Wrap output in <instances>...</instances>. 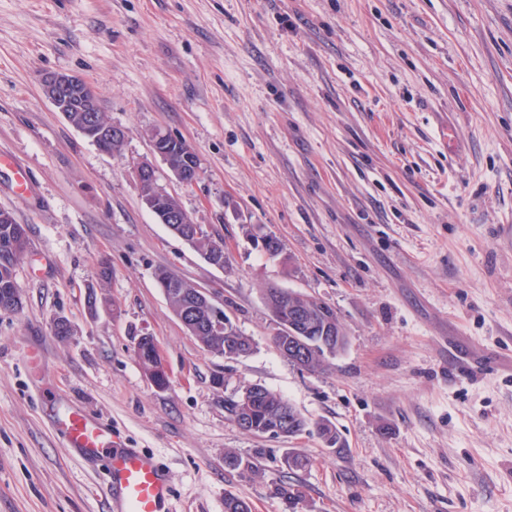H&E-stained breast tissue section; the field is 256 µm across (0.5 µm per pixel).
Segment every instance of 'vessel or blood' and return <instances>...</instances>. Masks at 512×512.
Instances as JSON below:
<instances>
[{
    "instance_id": "obj_1",
    "label": "vessel or blood",
    "mask_w": 512,
    "mask_h": 512,
    "mask_svg": "<svg viewBox=\"0 0 512 512\" xmlns=\"http://www.w3.org/2000/svg\"><path fill=\"white\" fill-rule=\"evenodd\" d=\"M54 424L65 448L90 460L108 456L112 512H169L173 488L159 457L125 447L108 427L78 410L57 416Z\"/></svg>"
}]
</instances>
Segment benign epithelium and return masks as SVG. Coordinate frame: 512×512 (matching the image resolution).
Wrapping results in <instances>:
<instances>
[{
	"mask_svg": "<svg viewBox=\"0 0 512 512\" xmlns=\"http://www.w3.org/2000/svg\"><path fill=\"white\" fill-rule=\"evenodd\" d=\"M43 92L56 111L97 112L99 111L98 92L93 84L76 75L49 74L43 79ZM153 151L166 164L168 170L182 185L189 187L196 184L201 176L200 162L191 148L184 141L176 138L172 142L161 136L151 135ZM134 173L140 190H146L150 197L159 203L154 208L157 220L161 224L171 225L170 231L194 248L212 239L207 229L195 223L192 216L182 205H169V200L176 198L166 186L159 182L157 171L152 163L142 161L134 166ZM177 293L180 298L188 297L203 305L208 317L202 321L203 328L211 336H222L224 358L237 360L246 355L235 336V326L224 313V308L215 304L202 290L182 279ZM265 304L271 313L277 331L279 346L288 353L296 365L306 370L317 362L318 348L326 351L341 350L347 340L345 331L336 311L325 303L303 293H286L283 288L271 284L264 292ZM321 336L319 344L308 341L313 334ZM153 362L149 372L155 387L165 389L169 385V375L163 363L160 350L151 352ZM265 392V387L249 384L242 387L234 397L236 408L232 413L233 422L243 431L261 437L288 436V408H283L273 421L262 429L255 428L250 407L257 393Z\"/></svg>",
	"mask_w": 512,
	"mask_h": 512,
	"instance_id": "1",
	"label": "benign epithelium"
}]
</instances>
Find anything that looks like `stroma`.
<instances>
[{
	"instance_id": "obj_1",
	"label": "stroma",
	"mask_w": 512,
	"mask_h": 512,
	"mask_svg": "<svg viewBox=\"0 0 512 512\" xmlns=\"http://www.w3.org/2000/svg\"><path fill=\"white\" fill-rule=\"evenodd\" d=\"M51 73L95 85L121 153L56 112ZM157 129L196 153L195 186L154 154ZM0 153V208L30 239L22 306L0 311V512H109L102 469L53 425L68 407L168 464L172 512L231 493L252 512H512V0H0ZM139 161L223 240L224 267L145 207ZM161 267L223 303L252 352L208 351ZM271 284L335 309L347 344L326 369L277 351ZM247 384L337 445L239 429L224 400ZM146 340H152L155 350L151 352L153 362L151 363V370L149 372L151 381L158 389H166L169 385V375L167 369L163 363L161 352L158 346L150 336H141L135 344V350H138V344L145 342Z\"/></svg>"
}]
</instances>
